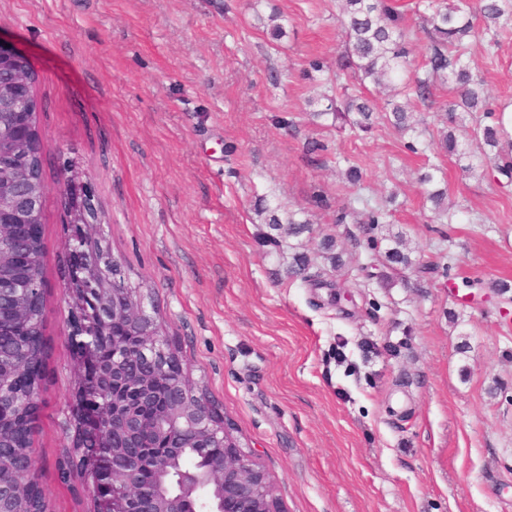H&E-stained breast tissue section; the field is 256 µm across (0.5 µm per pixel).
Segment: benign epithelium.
<instances>
[{
    "mask_svg": "<svg viewBox=\"0 0 512 512\" xmlns=\"http://www.w3.org/2000/svg\"><path fill=\"white\" fill-rule=\"evenodd\" d=\"M19 65L0 85V112L14 116L15 143L26 153L13 166L12 183L0 187V240L39 236L44 188L31 177V154L44 156L45 143L35 133L39 109L30 87L29 59L0 41V67ZM69 225L65 261L66 300L72 317L70 340L77 354L81 384L75 387L74 468L96 472L95 482L108 486L96 512H280L272 485L254 452L242 446L223 412L184 370L176 348L146 314L141 288L111 286L115 265L97 232V209L88 181L71 168L60 173ZM28 288L0 282V323L23 316ZM132 363L160 368L169 379L172 398L154 415V431L167 440L164 457L141 446L143 402L148 382L127 374ZM40 364L0 367V387H14L24 398L22 409L0 408V433L12 434L11 447L31 450L29 434L40 410L34 383ZM95 440L112 449V468L98 459H83L80 448ZM205 453L203 463L189 464L185 454Z\"/></svg>",
    "mask_w": 512,
    "mask_h": 512,
    "instance_id": "benign-epithelium-1",
    "label": "benign epithelium"
}]
</instances>
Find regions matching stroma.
Returning a JSON list of instances; mask_svg holds the SVG:
<instances>
[{
	"instance_id": "35a3bbf8",
	"label": "stroma",
	"mask_w": 512,
	"mask_h": 512,
	"mask_svg": "<svg viewBox=\"0 0 512 512\" xmlns=\"http://www.w3.org/2000/svg\"><path fill=\"white\" fill-rule=\"evenodd\" d=\"M336 14V0H0V41L37 74L47 145V357L31 435L47 512L95 508L89 484L57 471L74 437L65 159L90 182L111 254L257 454L282 512H512V296L492 288L512 282V193L409 150L439 113L411 136L312 116L323 87L302 70L315 58L332 67ZM470 59L491 102H512V34L491 51L475 42ZM288 114L294 126L278 125ZM309 139L323 151L306 155ZM351 165L361 199L396 194L367 231L334 221ZM434 165L449 224L433 221L418 182ZM269 211L311 230L270 242ZM327 235L358 267L400 235L420 265L387 288L358 268L321 286ZM299 253L312 258L306 282L288 276Z\"/></svg>"
}]
</instances>
